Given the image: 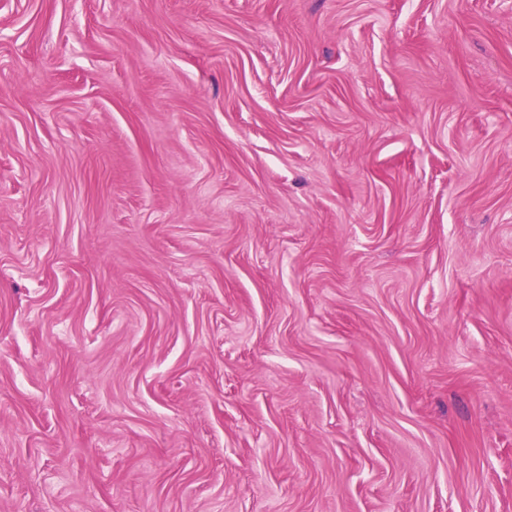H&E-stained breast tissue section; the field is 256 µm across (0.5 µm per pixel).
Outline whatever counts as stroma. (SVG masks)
<instances>
[{
  "label": "stroma",
  "mask_w": 512,
  "mask_h": 512,
  "mask_svg": "<svg viewBox=\"0 0 512 512\" xmlns=\"http://www.w3.org/2000/svg\"><path fill=\"white\" fill-rule=\"evenodd\" d=\"M0 512H512V0H0Z\"/></svg>",
  "instance_id": "stroma-1"
}]
</instances>
